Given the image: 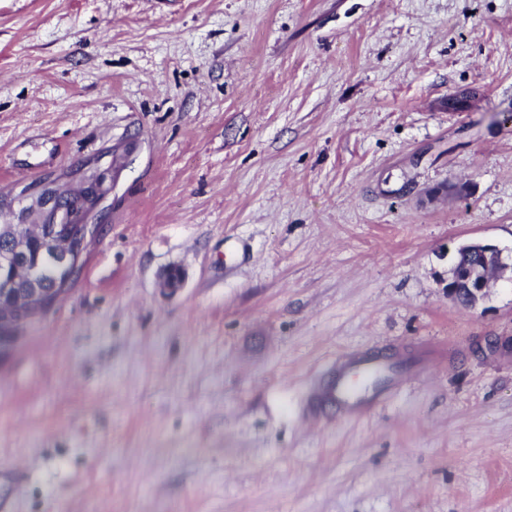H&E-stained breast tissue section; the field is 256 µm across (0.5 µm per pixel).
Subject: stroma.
Wrapping results in <instances>:
<instances>
[{
    "label": "stroma",
    "mask_w": 512,
    "mask_h": 512,
    "mask_svg": "<svg viewBox=\"0 0 512 512\" xmlns=\"http://www.w3.org/2000/svg\"><path fill=\"white\" fill-rule=\"evenodd\" d=\"M91 170L0 364L14 512H512V281L445 291L459 244L512 257V0H0V224ZM357 348L409 380L311 419Z\"/></svg>",
    "instance_id": "obj_1"
}]
</instances>
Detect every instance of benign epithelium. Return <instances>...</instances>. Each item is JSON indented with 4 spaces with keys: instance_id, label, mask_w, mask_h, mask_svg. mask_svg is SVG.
Segmentation results:
<instances>
[{
    "instance_id": "benign-epithelium-1",
    "label": "benign epithelium",
    "mask_w": 512,
    "mask_h": 512,
    "mask_svg": "<svg viewBox=\"0 0 512 512\" xmlns=\"http://www.w3.org/2000/svg\"><path fill=\"white\" fill-rule=\"evenodd\" d=\"M44 204L49 207L46 223L52 225V231L40 236V253L58 268L63 279L69 280L80 270L83 254L69 249L65 234L69 225L77 223L79 215L70 200L54 191L45 192ZM33 228L32 224L0 225V239L7 241V247L0 249V269L24 273L29 279V287L19 288L17 278L0 277V296L13 299L10 308L0 311V365L12 357L27 327L68 293L64 283L58 288L41 287L37 269L28 268V233ZM458 252L467 254L468 262L452 265L446 285L448 297L458 303L465 301L470 307L476 306L487 296L490 277L512 275V262H506L501 250L491 244L472 242L460 246ZM183 281L181 268L172 266L162 286L174 293Z\"/></svg>"
}]
</instances>
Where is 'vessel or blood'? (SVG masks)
<instances>
[{
  "label": "vessel or blood",
  "mask_w": 512,
  "mask_h": 512,
  "mask_svg": "<svg viewBox=\"0 0 512 512\" xmlns=\"http://www.w3.org/2000/svg\"><path fill=\"white\" fill-rule=\"evenodd\" d=\"M394 358L349 351L337 355L325 381L310 396L308 413L319 418L322 411L355 421L387 401L406 380L394 368Z\"/></svg>",
  "instance_id": "obj_1"
}]
</instances>
